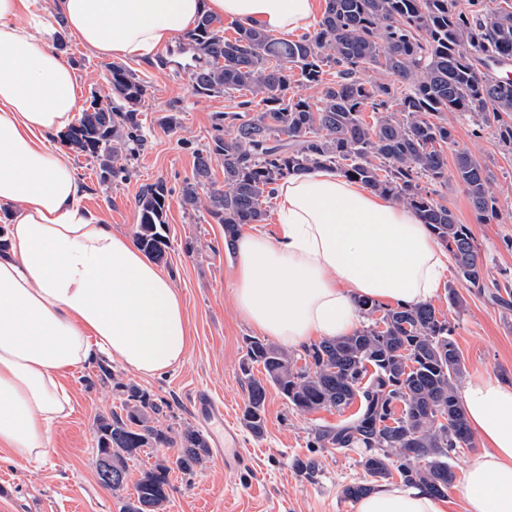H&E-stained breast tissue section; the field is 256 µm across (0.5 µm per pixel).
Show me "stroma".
<instances>
[{"instance_id": "1", "label": "stroma", "mask_w": 512, "mask_h": 512, "mask_svg": "<svg viewBox=\"0 0 512 512\" xmlns=\"http://www.w3.org/2000/svg\"><path fill=\"white\" fill-rule=\"evenodd\" d=\"M67 58L80 87L79 108H87L93 96L110 92L105 61L75 39L67 41ZM178 44L158 48L153 60L129 61V68L148 84V94L139 107L147 142L131 165L129 178L103 185L96 162L72 156L78 175L87 185L85 206L105 215L114 230L134 236L138 228L136 199L146 184L166 181L173 194L168 200L163 233L170 248L160 264L181 293L191 336L181 363L161 375L143 378L119 361H112L113 381L97 378V365L70 368L62 373L73 397L69 417L50 431L47 453L29 462H14L0 447V512H123L134 492L133 483L156 461L175 460L178 444L149 448L129 464L130 484L115 492L98 479L97 448L93 424L101 415L117 410L122 395L119 384L132 383L167 403L158 428L177 435L184 426L198 427L192 398L204 389L223 404L225 414L240 419L248 399L249 377H262V367L244 376L246 337L255 335L253 326L238 314L233 301L234 256L224 244V227L205 211L184 208L178 192L191 177L193 151L210 142L215 117L234 111L235 96L198 94L185 67ZM177 110L178 124L167 129L160 120ZM456 147L470 149L490 166L498 214L480 223L462 188L448 183L442 189L459 223L469 225L484 257L489 282H503L512 275V159L504 158L492 132L474 138L468 120L452 121ZM456 287L462 309L448 305L446 290H439L432 304L454 328L453 340L464 364L462 381L492 374L512 380V308H504L487 294L448 276ZM266 429L263 437L242 434L245 452L253 460L247 474L225 472L216 456L186 475L171 471L173 491L165 512H356V501L346 499V486L362 481L361 451L327 447L310 452L315 430L342 424L346 416L322 409L301 413L286 402L276 389L267 392ZM314 456V476L297 472L292 462Z\"/></svg>"}]
</instances>
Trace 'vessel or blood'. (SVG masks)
<instances>
[{"label":"vessel or blood","mask_w":512,"mask_h":512,"mask_svg":"<svg viewBox=\"0 0 512 512\" xmlns=\"http://www.w3.org/2000/svg\"><path fill=\"white\" fill-rule=\"evenodd\" d=\"M195 413L202 426L211 434L217 455L223 460L224 468L239 472L248 465V458L241 444L234 424L224 414V407L216 403L204 391L197 392L194 401Z\"/></svg>","instance_id":"b4317fda"}]
</instances>
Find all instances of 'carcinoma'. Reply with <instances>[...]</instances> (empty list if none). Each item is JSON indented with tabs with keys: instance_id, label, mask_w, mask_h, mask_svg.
<instances>
[{
	"instance_id": "cac0c4a2",
	"label": "carcinoma",
	"mask_w": 512,
	"mask_h": 512,
	"mask_svg": "<svg viewBox=\"0 0 512 512\" xmlns=\"http://www.w3.org/2000/svg\"><path fill=\"white\" fill-rule=\"evenodd\" d=\"M325 0L311 36L275 39L260 27L235 25L224 36L221 19L204 14L186 32L193 55L190 80L197 93L245 92L238 111L218 118L212 142L196 152L192 178L181 203L205 206L232 241L242 224L265 220L271 187L289 176L327 168L415 211L450 254L457 277L472 288L487 287L484 263L468 225L458 223L439 187L453 177L478 219L497 215L494 175L468 149L455 150L448 173L444 146L454 143L448 115L472 118L471 134L495 129L512 157V82L490 69L512 60V0ZM336 79L324 78L325 69ZM111 95L92 98L64 143L96 160L103 184L129 176L143 149L138 105L147 86L125 65L111 62ZM369 71L372 79L363 78ZM316 87L315 102L292 91V83ZM373 113V122L363 117ZM230 126L223 127V123ZM224 167V185L213 180V163ZM172 189L158 180L145 185L136 205V244L161 261L169 242L161 233ZM492 300L512 305V281L495 284ZM364 314L382 316L350 336L308 347L304 365L258 337L246 339L242 371L249 377L241 423L255 436L265 430L267 385L297 411L359 409L342 425L317 433L310 447L361 448L369 477L349 486L358 499L375 484L398 475L403 483L443 497L456 474L453 459L474 447L458 393L462 362L448 321L431 304L382 308L361 302ZM265 378L251 377L254 365ZM120 412L95 420L100 483L125 488L129 462L145 448L173 443L153 426L163 406L133 384L116 383ZM174 466L191 474L208 457L203 435L179 433ZM171 466L155 463L134 485L124 512H164Z\"/></svg>"
}]
</instances>
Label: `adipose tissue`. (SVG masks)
Listing matches in <instances>:
<instances>
[{
	"label": "adipose tissue",
	"mask_w": 512,
	"mask_h": 512,
	"mask_svg": "<svg viewBox=\"0 0 512 512\" xmlns=\"http://www.w3.org/2000/svg\"><path fill=\"white\" fill-rule=\"evenodd\" d=\"M0 0V447L41 456L71 411L60 371L120 361L152 376L180 363L189 326L171 278L102 214L55 143L74 120L78 84L56 47L67 32L101 58L150 60L201 14L284 35L313 31L317 0ZM274 190L279 229L237 237L240 316L282 347L352 335L359 301L430 302L448 255L412 209L336 172L289 176ZM462 404L483 442L465 474L466 512H512V381L467 382ZM356 512H444L420 488L383 486Z\"/></svg>",
	"instance_id": "obj_1"
}]
</instances>
